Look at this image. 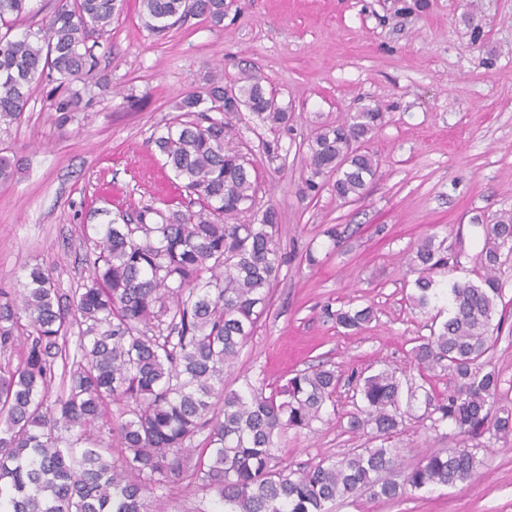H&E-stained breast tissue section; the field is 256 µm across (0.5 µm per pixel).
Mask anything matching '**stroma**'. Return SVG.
I'll use <instances>...</instances> for the list:
<instances>
[{
	"label": "stroma",
	"mask_w": 512,
	"mask_h": 512,
	"mask_svg": "<svg viewBox=\"0 0 512 512\" xmlns=\"http://www.w3.org/2000/svg\"><path fill=\"white\" fill-rule=\"evenodd\" d=\"M224 3L222 26L190 17L162 37L145 27L140 0H127L95 51L108 84L82 88L74 121L56 125L44 82L22 122L0 130V155L20 160L0 183V288L18 287L36 263L62 292L75 287L88 274L84 226L107 223L111 203L129 214L163 206L145 188L158 170L147 140L174 117L175 103L215 70L228 81L257 73L292 114L278 134L279 159L264 154L270 133L248 112L225 120L258 173L259 200L280 212L288 262L224 385L239 388L246 376L276 385L321 362L335 367V415L279 440V461L299 469L367 446L347 430L354 373L386 363L419 378L412 349L431 320L409 301L417 244L443 240L448 266L439 279H473L482 272L483 225L512 214V0ZM368 105L384 114L366 143L379 171L360 197L342 202L327 179L312 178L306 143L320 125ZM330 227L339 246L323 234ZM309 251L317 264L307 263ZM499 277L504 322L486 360L501 377L498 406L512 409V263ZM351 305L372 306L374 317L346 334L326 312ZM460 442L452 427L431 429L419 403L392 444L414 462ZM479 456L469 483L393 501L364 497L336 512H512V435L488 440ZM165 500L167 512L214 508L185 478Z\"/></svg>",
	"instance_id": "1"
}]
</instances>
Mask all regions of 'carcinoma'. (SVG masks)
Wrapping results in <instances>:
<instances>
[{
	"mask_svg": "<svg viewBox=\"0 0 512 512\" xmlns=\"http://www.w3.org/2000/svg\"><path fill=\"white\" fill-rule=\"evenodd\" d=\"M30 2L0 0V127L22 121L43 81L56 83L62 127L81 103L73 84L108 82L95 72L94 50L124 0H56L37 26ZM140 7L156 35L190 15L224 23V0H140ZM228 88L235 103L227 109ZM236 106L271 131L291 119L256 74L245 71L230 86L213 76L148 138L168 182L188 198L185 209L146 205L84 232L88 275L69 295L38 264L26 268L21 288H0V350H20L17 364L0 365V512H164L156 491L183 474L215 498V512H330L347 499L394 500L474 478L476 445L402 465L390 439L420 400L434 429L450 425L471 439L512 434V409L493 410L500 378L485 362L502 328L497 272L512 256L511 215L485 225L475 281L437 282L447 259L431 238L413 251L410 300L437 309L413 350L422 383L395 368L366 369L355 377L348 412L349 431L379 445L296 470L276 462L283 432L309 431L336 408L338 376L322 364L271 389L249 379L224 389V367L253 335L286 263L278 212L258 206L256 170L229 146L222 114ZM382 121L367 106L308 141L312 176L334 178L336 198L360 196L375 176L378 161L362 144ZM440 304L448 308L441 323ZM328 315L357 332L373 309ZM436 369L451 383L440 399L425 387ZM111 403L125 420L108 418Z\"/></svg>",
	"mask_w": 512,
	"mask_h": 512,
	"instance_id": "cac0c4a2",
	"label": "carcinoma"
}]
</instances>
